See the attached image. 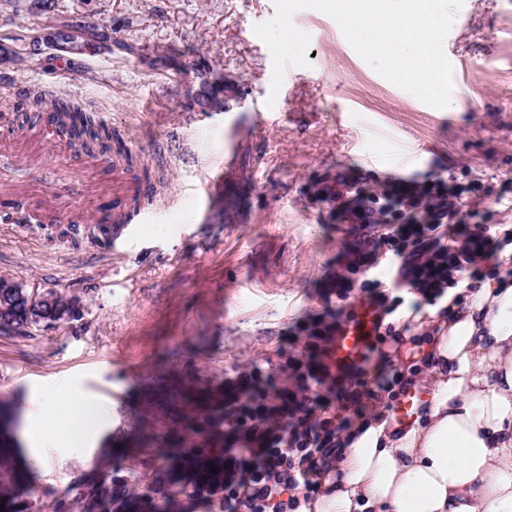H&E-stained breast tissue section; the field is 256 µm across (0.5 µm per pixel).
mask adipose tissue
<instances>
[{
  "instance_id": "adipose-tissue-1",
  "label": "adipose tissue",
  "mask_w": 512,
  "mask_h": 512,
  "mask_svg": "<svg viewBox=\"0 0 512 512\" xmlns=\"http://www.w3.org/2000/svg\"><path fill=\"white\" fill-rule=\"evenodd\" d=\"M430 345L439 366L421 417L372 423L299 512H512V276L456 306ZM36 403L31 456L55 442L92 464L108 426L99 406L60 390Z\"/></svg>"
}]
</instances>
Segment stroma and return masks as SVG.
Instances as JSON below:
<instances>
[{
	"mask_svg": "<svg viewBox=\"0 0 512 512\" xmlns=\"http://www.w3.org/2000/svg\"><path fill=\"white\" fill-rule=\"evenodd\" d=\"M273 0H52L15 13L0 0V141H44L42 161L20 166L0 155V277L76 301L80 315L35 331L0 336V402L23 437L34 393L64 389L104 399L112 429L85 466L66 450L34 462L19 512H53L69 489L98 476L111 454L118 474L138 469L141 442L166 438L183 402L206 403L213 386L242 364L275 359L289 326L326 307L322 282L352 239L320 189L351 170L370 192L384 190L397 155L415 153L406 179L447 178L478 198L462 208L468 224L512 226V0H464L445 40L454 70L452 104L426 105L377 73L328 15L303 9L309 66L290 67L274 105L272 58L254 33ZM111 42L96 43L97 30ZM72 24L84 50L46 43ZM29 52L27 67L17 54ZM81 100L126 135L138 167L173 203L161 217L143 205L142 221L101 245L70 221L88 207L97 220L131 192L112 189V157L57 144L27 120L18 86ZM231 159L225 186L206 187L202 164ZM42 211L25 226L7 207ZM404 373L430 394L429 346L413 336L384 344Z\"/></svg>",
	"mask_w": 512,
	"mask_h": 512,
	"instance_id": "obj_1",
	"label": "stroma"
}]
</instances>
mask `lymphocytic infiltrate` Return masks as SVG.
<instances>
[{"instance_id":"1","label":"lymphocytic infiltrate","mask_w":512,"mask_h":512,"mask_svg":"<svg viewBox=\"0 0 512 512\" xmlns=\"http://www.w3.org/2000/svg\"><path fill=\"white\" fill-rule=\"evenodd\" d=\"M325 192L337 219L357 231L327 278L336 310L290 329L276 368L252 362L225 375L215 404L224 445L201 451L221 460L223 478L197 487L191 504L200 512H298L322 494L325 474L371 427L383 399L408 389L394 364L376 360L381 345L422 330L438 335L450 302L478 292L482 264L501 247L493 226L458 219L461 193L441 177L392 181L378 195L340 172ZM359 303L379 313L375 338L360 366L339 371L330 362L338 318Z\"/></svg>"}]
</instances>
